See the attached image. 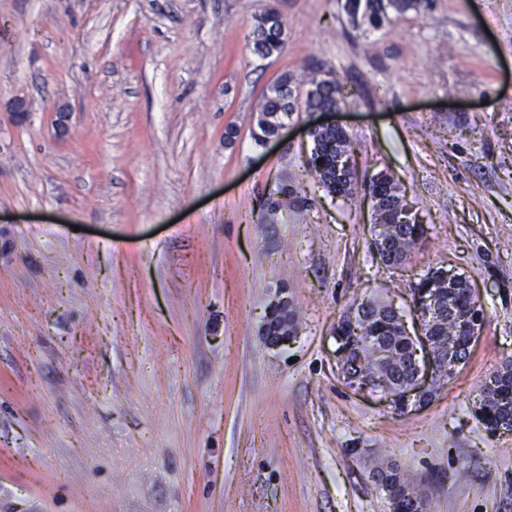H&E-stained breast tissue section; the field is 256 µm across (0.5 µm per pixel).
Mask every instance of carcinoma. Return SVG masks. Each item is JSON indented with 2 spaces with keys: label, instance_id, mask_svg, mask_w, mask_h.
<instances>
[{
  "label": "carcinoma",
  "instance_id": "1",
  "mask_svg": "<svg viewBox=\"0 0 512 512\" xmlns=\"http://www.w3.org/2000/svg\"><path fill=\"white\" fill-rule=\"evenodd\" d=\"M430 6V0H345L347 16L352 28L363 34L381 29L384 24L405 17L411 13H420ZM283 23L278 11L270 7L256 17L253 30L254 53L266 58L281 51L284 39L281 38ZM341 78L330 70L324 71V76L312 82L311 88L305 93V110L337 107L341 104ZM277 88L273 95L265 99L262 106L264 119L258 124V132L253 134L257 144H262L267 136H271L282 125L283 117H288L299 105V95L293 88V77L281 75L276 81ZM314 147L307 161L308 168L323 190L336 197H349L357 190L364 191L380 189L378 209L374 216V224L394 225V237L387 242L386 262L398 265L406 259L408 252L423 236V224L416 222L415 214L405 213L406 204L403 202L401 187L384 170L372 175L370 184L358 182L354 165L350 164L354 153L353 142L344 130H319L311 134ZM300 203L296 189L288 185H280L276 196L269 197L266 207L281 208L288 202ZM453 301L456 309L464 319L456 323L458 335L469 336L480 331L483 310L471 295L469 282L460 281L452 287ZM356 309L363 313V319L356 327L359 331L349 330L343 322H338L336 331L353 337L352 347L347 349L346 363L353 364L361 360L357 370L366 369L362 360L366 358L367 347L360 342L367 336L379 334L393 345L400 356L398 377L405 378L412 369L409 351V336L401 324V315L397 314L386 304L372 300H362ZM478 410L481 411L479 420L489 431H494L501 425L512 427V363H508L500 372L494 375L484 389ZM391 485L398 487V492L408 498L418 499L420 495L414 492L404 482L398 469L391 467L384 470Z\"/></svg>",
  "mask_w": 512,
  "mask_h": 512
}]
</instances>
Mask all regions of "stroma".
I'll return each instance as SVG.
<instances>
[{
    "label": "stroma",
    "instance_id": "obj_1",
    "mask_svg": "<svg viewBox=\"0 0 512 512\" xmlns=\"http://www.w3.org/2000/svg\"><path fill=\"white\" fill-rule=\"evenodd\" d=\"M270 4L286 41L261 59ZM314 60L347 84L359 178L387 171L423 219L402 266L370 250L366 197L311 176L321 114L252 138ZM283 183L304 204L264 208ZM440 266L483 309L467 361L404 413L348 388L350 303L413 321ZM509 362L512 0L365 35L342 0H0V512H389L382 465L427 512H512V432L476 416ZM276 84L277 88L274 94L266 98L262 106L261 112H264L265 118L260 120L258 124V133L253 134L254 140L258 145L262 144L265 137L272 136L276 130V135L267 138L264 146L273 138L278 137L280 131L285 126L282 122L283 117L290 116L299 105L300 98L298 93H295L296 89L293 88V77L291 75H288V73L282 74L276 81ZM278 126L280 127L277 129ZM288 302L289 301L287 299H279L273 305L272 309L270 310L269 315L266 320L267 323H264L262 325V336L264 337L265 342L271 347H278V346L284 345V344L288 343V340L292 337L291 334L288 335V327H290L292 325L291 310L289 312L290 318L288 319L287 322H283V324H282L281 317L274 319V322L276 323V328L274 330L275 332H277V328L282 324V326L280 328H278L277 333L270 332V327H269V323H268L269 320L271 319L272 312L275 310L276 307L283 313H288V308H289ZM270 335H276V336H270Z\"/></svg>",
    "mask_w": 512,
    "mask_h": 512
}]
</instances>
